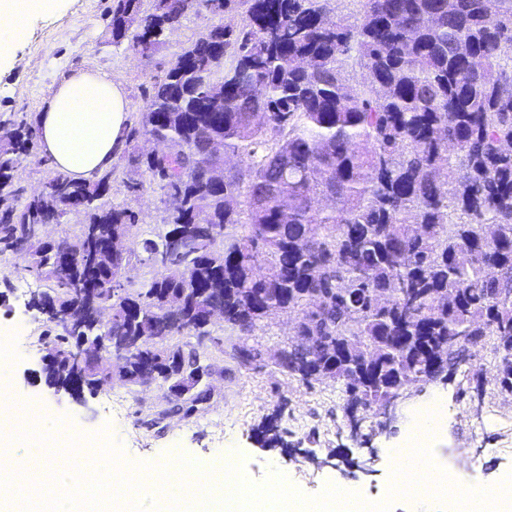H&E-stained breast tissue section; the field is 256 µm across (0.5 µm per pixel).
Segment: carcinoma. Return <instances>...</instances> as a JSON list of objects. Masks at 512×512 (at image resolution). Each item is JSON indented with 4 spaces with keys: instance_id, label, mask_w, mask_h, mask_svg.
<instances>
[{
    "instance_id": "1",
    "label": "carcinoma",
    "mask_w": 512,
    "mask_h": 512,
    "mask_svg": "<svg viewBox=\"0 0 512 512\" xmlns=\"http://www.w3.org/2000/svg\"><path fill=\"white\" fill-rule=\"evenodd\" d=\"M357 2L351 29L322 0H152L145 11L117 0L113 43L147 60L190 15L242 16L169 62L126 134L127 187L181 198L139 252L110 250L136 227L132 211L104 202L111 171L89 183L59 171L18 204L13 172L36 134L13 121L0 145V253L51 283L32 303L46 311L43 340L72 362L65 374L44 367L47 385L94 393L114 365L129 385L216 368L179 341L211 335L215 309L238 336L294 313L296 335L316 340L286 345L274 364L307 385L330 374L365 412L489 337L512 350V151L502 149L512 145V0ZM351 57L365 71L357 88ZM73 211L87 218L83 252L39 237L38 225ZM171 237L182 250L163 259ZM137 263L155 274L115 275ZM96 302L112 306L98 327L106 359L86 361L75 339ZM232 358L249 369L261 352L238 345ZM495 380L512 393L502 356ZM211 398L201 383L197 405L172 400L152 424ZM283 410L258 427L271 448L283 443Z\"/></svg>"
}]
</instances>
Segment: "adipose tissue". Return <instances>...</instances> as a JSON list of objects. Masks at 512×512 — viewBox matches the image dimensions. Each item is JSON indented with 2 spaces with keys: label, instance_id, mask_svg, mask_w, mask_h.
<instances>
[{
  "label": "adipose tissue",
  "instance_id": "1",
  "mask_svg": "<svg viewBox=\"0 0 512 512\" xmlns=\"http://www.w3.org/2000/svg\"><path fill=\"white\" fill-rule=\"evenodd\" d=\"M54 0H0V47L19 38L32 14ZM128 99L123 86L77 71L57 87L37 117L39 144L58 171L78 181L95 180L125 147Z\"/></svg>",
  "mask_w": 512,
  "mask_h": 512
}]
</instances>
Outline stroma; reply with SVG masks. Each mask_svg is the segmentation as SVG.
<instances>
[{
    "label": "stroma",
    "mask_w": 512,
    "mask_h": 512,
    "mask_svg": "<svg viewBox=\"0 0 512 512\" xmlns=\"http://www.w3.org/2000/svg\"><path fill=\"white\" fill-rule=\"evenodd\" d=\"M114 0H58L54 10L31 15L10 55L0 58V116H16L35 124L58 83L77 70L90 71L120 81L129 101V116L137 118L149 80L164 79L172 55L187 48L211 25L238 27L241 15L227 12L212 18L190 16L168 33L152 60H144L128 46H114L110 20ZM111 204L127 207L138 216L137 233L127 245L138 248L162 224L167 203L158 187L138 193L125 186L126 161L113 163ZM55 169L40 150L24 157L15 172L22 198L44 187ZM45 283L25 262L0 254V330L12 329L15 357L10 363L17 398L37 402L53 422L76 429L90 446L109 440L119 445L129 460L163 462L181 456L237 451V463L247 478L264 483L271 469L285 468L302 493L315 496L327 485L368 493L381 489L389 478L385 450L403 435L405 410L423 399L430 389L446 392L450 426L433 446L440 460L475 459L474 470L464 473L465 486H482L512 474V394L493 381L497 352L493 343L469 352L448 372L406 387L388 414L364 413L359 430H352L345 414L346 396L332 380L304 385L281 373L272 354L289 339L291 316L283 313L265 321L254 335L242 338L221 325H213L201 347L211 359L222 360L223 376L214 377V394L192 417L178 415L162 428L147 427L152 413L166 407L168 389L155 380L147 386L114 381L97 393L75 400L48 388L42 374L45 353L39 338L46 322L28 309L34 292ZM259 349L257 366L245 370L227 355L239 344ZM483 396H476V383ZM283 407L281 426L286 429L287 450L264 448L255 429L276 407Z\"/></svg>",
    "instance_id": "obj_1"
}]
</instances>
